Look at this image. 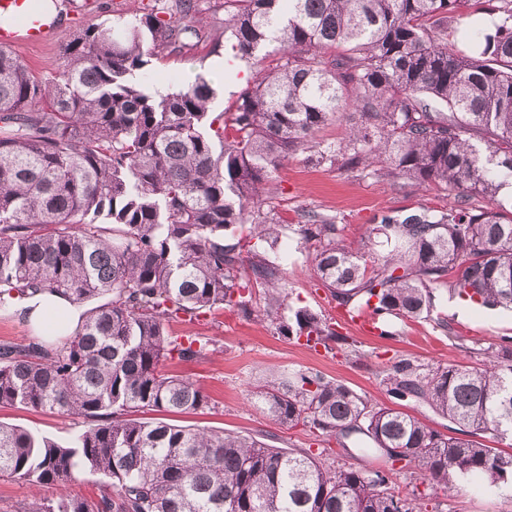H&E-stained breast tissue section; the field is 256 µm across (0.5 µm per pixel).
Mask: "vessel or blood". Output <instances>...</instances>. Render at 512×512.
<instances>
[{
  "instance_id": "1",
  "label": "vessel or blood",
  "mask_w": 512,
  "mask_h": 512,
  "mask_svg": "<svg viewBox=\"0 0 512 512\" xmlns=\"http://www.w3.org/2000/svg\"><path fill=\"white\" fill-rule=\"evenodd\" d=\"M32 0H0V45L29 47L50 43L58 26L48 16L34 15Z\"/></svg>"
}]
</instances>
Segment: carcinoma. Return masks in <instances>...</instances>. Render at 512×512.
I'll list each match as a JSON object with an SVG mask.
<instances>
[{
	"label": "carcinoma",
	"mask_w": 512,
	"mask_h": 512,
	"mask_svg": "<svg viewBox=\"0 0 512 512\" xmlns=\"http://www.w3.org/2000/svg\"><path fill=\"white\" fill-rule=\"evenodd\" d=\"M229 4L239 59L258 66L272 48L283 63L214 118L206 78L162 95L144 73L151 57L200 38L198 0L76 30L45 77L0 47V309L43 292L91 305L58 342L0 344V407L84 423L67 446L0 424V478L57 490L17 512H423L421 485L450 498L456 478L479 474L512 489L511 453L443 435L316 372L273 378L254 399L283 426L415 466L419 484L400 495L383 470L137 417L210 408L195 382L161 371L206 350L169 335L180 314L235 308L280 336L348 344L320 312L285 314V274L259 248L276 244L281 225L261 208L266 186L299 150L457 196L448 209L380 214L371 233L386 252L370 265L333 219L304 216L300 242L338 306L418 319L444 288L512 312V192H503L512 189V0ZM463 8L494 21L469 49H450ZM349 110L358 121L345 146L316 141ZM470 193L488 205L468 207ZM246 223L253 245L234 236ZM383 384L473 435L512 439V345L477 366L425 370L402 359ZM81 469L110 480L98 498L68 492Z\"/></svg>",
	"instance_id": "carcinoma-1"
}]
</instances>
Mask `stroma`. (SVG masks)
<instances>
[{
  "mask_svg": "<svg viewBox=\"0 0 512 512\" xmlns=\"http://www.w3.org/2000/svg\"><path fill=\"white\" fill-rule=\"evenodd\" d=\"M94 2V7L89 8L85 0H64L60 31L52 42L33 48L16 47V54L34 75L46 76L59 64L62 46L76 29L106 21L116 9L128 16L135 14L152 0ZM226 16L224 0H202L198 16L200 41L190 48L168 49L152 57L148 70L154 85L168 86L174 76L190 82L197 76L207 75L208 61L223 54L232 44L224 30ZM280 62V54L274 53L262 65L246 68L243 79L214 80L216 97L212 112L227 111L254 80ZM453 203V196L437 186L424 190L369 169L318 165L310 162L308 153L290 154L284 165L272 174L263 200L264 209L274 211L287 222L272 255L285 271L290 308L307 307L325 314L336 331L348 336V345L333 349L321 345L311 347L305 340L278 336L272 328L243 317L233 308L195 319H173L168 325L172 335L215 342L206 357L189 362L172 360L163 366L164 372L195 381L209 396L211 407L197 414L151 412L148 420L252 435L278 448H308L328 460L361 471L385 468L383 458L359 453L344 456L335 438L311 432L302 425L291 428L275 424L253 406V391L271 374L306 370L347 385L371 403L400 408L430 428L447 433L448 420L427 404L412 399L398 401L387 394L382 383L386 369L402 358L416 360L429 369L460 362L481 363L485 352L512 340V312L471 304L462 314L457 310V299L443 289L438 293L431 317L395 319L394 336L381 337L355 329L350 316L314 279L312 252L298 249L296 227L301 215L308 212L333 217L341 229L344 244L357 250L367 242L375 217L383 211L440 209ZM0 423L28 429L62 444L69 443L82 427L80 418L22 407L0 408ZM459 486L455 497L441 500L442 512H512V492L491 494L480 478L460 481Z\"/></svg>",
  "mask_w": 512,
  "mask_h": 512,
  "instance_id": "stroma-1",
  "label": "stroma"
}]
</instances>
